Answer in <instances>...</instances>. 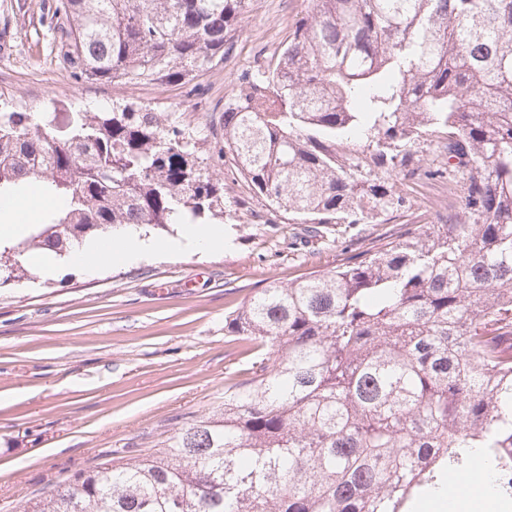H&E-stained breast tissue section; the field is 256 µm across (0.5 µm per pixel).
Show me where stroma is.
<instances>
[{
  "instance_id": "obj_1",
  "label": "stroma",
  "mask_w": 512,
  "mask_h": 512,
  "mask_svg": "<svg viewBox=\"0 0 512 512\" xmlns=\"http://www.w3.org/2000/svg\"><path fill=\"white\" fill-rule=\"evenodd\" d=\"M57 4L0 0L1 101L21 112L137 101L220 137L236 77L270 59L311 0H252L230 58L176 86L76 81L51 51ZM223 226L220 251L0 284V512H24L102 461L161 450L217 410L227 382L249 378L256 359L225 335V315L269 281L336 264L315 240L289 249L290 224Z\"/></svg>"
}]
</instances>
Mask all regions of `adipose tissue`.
Wrapping results in <instances>:
<instances>
[{
    "label": "adipose tissue",
    "instance_id": "adipose-tissue-1",
    "mask_svg": "<svg viewBox=\"0 0 512 512\" xmlns=\"http://www.w3.org/2000/svg\"><path fill=\"white\" fill-rule=\"evenodd\" d=\"M221 228H203L194 224L186 225L180 237L168 243H157L141 238L138 230L127 229L112 236L108 245L89 243L83 250L81 265L94 270L103 262H136L162 252L203 251L224 246Z\"/></svg>",
    "mask_w": 512,
    "mask_h": 512
}]
</instances>
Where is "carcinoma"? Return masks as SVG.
I'll return each mask as SVG.
<instances>
[{"instance_id":"1","label":"carcinoma","mask_w":512,"mask_h":512,"mask_svg":"<svg viewBox=\"0 0 512 512\" xmlns=\"http://www.w3.org/2000/svg\"><path fill=\"white\" fill-rule=\"evenodd\" d=\"M279 52L241 77L209 150L175 113L0 106V199L59 206L27 256L120 226L250 212L232 167L304 234L386 224L401 186L439 182L448 222L358 242L224 317L269 356L166 448L99 463L30 512H411L468 474L472 449L512 498V0H312ZM250 0H59L60 57L114 85L187 83L224 62Z\"/></svg>"}]
</instances>
